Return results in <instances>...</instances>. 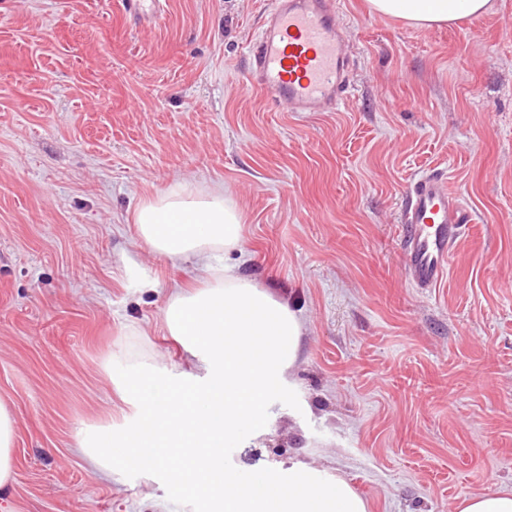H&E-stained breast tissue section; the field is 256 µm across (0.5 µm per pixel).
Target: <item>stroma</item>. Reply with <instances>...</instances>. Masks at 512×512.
Returning <instances> with one entry per match:
<instances>
[{"label": "stroma", "instance_id": "stroma-1", "mask_svg": "<svg viewBox=\"0 0 512 512\" xmlns=\"http://www.w3.org/2000/svg\"><path fill=\"white\" fill-rule=\"evenodd\" d=\"M270 0H0V401L15 420L0 512H200L87 435L136 412L132 365L192 371L163 309L196 283L138 237L137 202L187 179L242 215L228 264L304 334L248 470L338 472L369 512H457L512 491V0L418 27L335 0L352 93L290 112L247 79ZM447 174L471 222L437 287L409 286L398 210Z\"/></svg>", "mask_w": 512, "mask_h": 512}]
</instances>
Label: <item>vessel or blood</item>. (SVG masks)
Returning <instances> with one entry per match:
<instances>
[{
    "label": "vessel or blood",
    "instance_id": "1",
    "mask_svg": "<svg viewBox=\"0 0 512 512\" xmlns=\"http://www.w3.org/2000/svg\"><path fill=\"white\" fill-rule=\"evenodd\" d=\"M332 0H271L249 48L248 80L291 112H333L351 93V63ZM406 279L426 290L448 275L469 222L440 172L412 183L399 207Z\"/></svg>",
    "mask_w": 512,
    "mask_h": 512
}]
</instances>
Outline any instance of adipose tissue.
<instances>
[{
  "label": "adipose tissue",
  "instance_id": "obj_1",
  "mask_svg": "<svg viewBox=\"0 0 512 512\" xmlns=\"http://www.w3.org/2000/svg\"><path fill=\"white\" fill-rule=\"evenodd\" d=\"M371 13L417 26L451 24L487 11L489 0H367ZM152 251L193 263L201 286L174 289L163 320L198 360L202 378L173 386L151 365L128 374L122 390L137 402L125 431L100 430L83 441L97 471L116 467L158 477L188 496L206 495L214 512H368L339 475L289 461L244 477L226 457L266 428L300 353L296 311L224 262L243 248L239 212L217 187L202 193L185 180L142 198L133 214Z\"/></svg>",
  "mask_w": 512,
  "mask_h": 512
}]
</instances>
